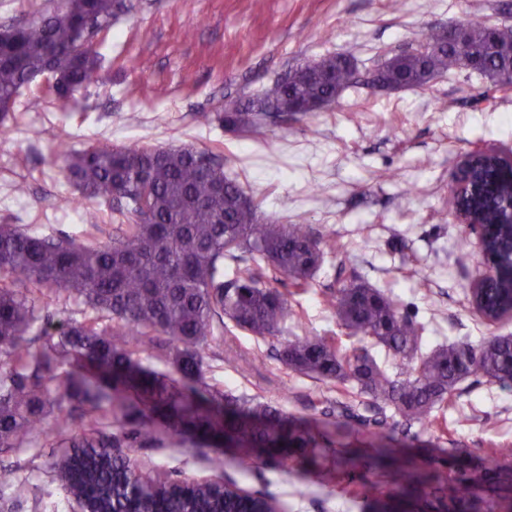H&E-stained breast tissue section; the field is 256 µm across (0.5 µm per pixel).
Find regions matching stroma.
<instances>
[{
  "mask_svg": "<svg viewBox=\"0 0 512 512\" xmlns=\"http://www.w3.org/2000/svg\"><path fill=\"white\" fill-rule=\"evenodd\" d=\"M131 11L94 38L98 80L69 101L20 90L0 118V224H26L57 234L83 228L80 190L62 171V148L100 142L115 147H192L220 154L224 171L259 205L263 221L303 224L334 240L307 292L289 278L268 275L300 319L288 338L343 335L323 297L359 275L427 327L429 347L480 344L512 334V320L495 325L472 305L479 241L448 213V195L467 153L476 146L512 150V91L467 70L421 89L377 90L364 81L380 54L411 50L431 31L467 19L512 25V0H131ZM342 53L356 63V86L329 108L264 120L257 132L222 128L217 112L259 96L271 80L297 65ZM490 99H483V92ZM25 185L17 193L16 185ZM279 342L225 323L203 351L208 383L269 401L284 412L335 419L337 403L363 417L381 404L289 369ZM434 425L411 428L404 459L462 454L467 463H494L512 446V385L465 380ZM61 435L31 448H0V471H15L22 490L0 485V512H72L51 462ZM143 473L196 481L223 480L279 500L285 512H374L366 479L333 481L296 463L268 461L252 472L225 462L212 471L211 442L162 435L132 448Z\"/></svg>",
  "mask_w": 512,
  "mask_h": 512,
  "instance_id": "obj_1",
  "label": "stroma"
}]
</instances>
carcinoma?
Instances as JSON below:
<instances>
[{
	"mask_svg": "<svg viewBox=\"0 0 512 512\" xmlns=\"http://www.w3.org/2000/svg\"><path fill=\"white\" fill-rule=\"evenodd\" d=\"M121 0H59L54 10L0 38V107L10 109L21 88L48 73L41 90L58 100L94 83L101 61L92 45L82 46L84 23L106 32ZM465 35L425 53L393 55L374 69L388 89L423 88L466 63L498 85L512 74V25L490 20L462 22ZM356 84L354 63L344 54L306 62L275 79L260 97L239 101L218 115L229 129L258 128L261 115L309 111L336 99ZM68 179L87 200H115L131 220L102 241L32 233L18 224H0V447L28 448L54 416L69 450L53 469L66 493L103 502L109 512H273L271 497L242 495L236 488L168 479L142 473L122 448L157 439L162 430L209 440L221 452L209 458L224 469L232 450L236 467L247 472L260 461L311 464L323 472L353 478L377 469L386 491L378 502L406 505L423 499L432 512H497L510 496L496 495L503 475L496 466L479 472L445 473L412 469L395 454L392 438L354 406H337V437L315 420L294 419L283 410L245 394L229 396L204 376L202 349L216 340L214 319L265 339L283 332L295 313L266 282V270L280 272L296 288L309 286L326 251L335 245L313 239L302 224H264L258 204L224 173V161L193 148L154 149L91 144L62 152ZM462 171L470 188L448 196V212L479 210L496 218L474 190L495 172L492 160L478 158ZM488 306H496L506 280L483 276ZM80 306L83 319L58 335L30 339L43 300L60 297ZM349 334L381 345L405 365L391 375L364 349L350 352L324 339L280 342V358L292 371L319 380L352 384L392 410V421L410 430L452 401L471 376L512 383V336H492L479 345L450 344L420 356L424 327L404 315L396 302L357 278L329 299ZM166 336L173 377L132 359L130 345ZM90 370L66 374L50 395L45 377L71 358ZM111 419L122 430L108 437L100 429ZM379 427L371 431L368 426Z\"/></svg>",
	"mask_w": 512,
	"mask_h": 512,
	"instance_id": "carcinoma-1",
	"label": "carcinoma"
}]
</instances>
